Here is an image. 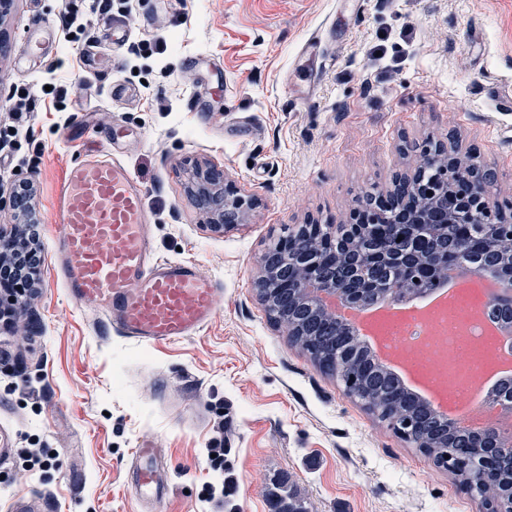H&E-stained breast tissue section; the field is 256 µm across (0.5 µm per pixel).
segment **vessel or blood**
Listing matches in <instances>:
<instances>
[{
	"mask_svg": "<svg viewBox=\"0 0 512 512\" xmlns=\"http://www.w3.org/2000/svg\"><path fill=\"white\" fill-rule=\"evenodd\" d=\"M52 35L47 26L29 29L27 55L42 54ZM145 197L132 172L107 151L71 166L52 202L55 221L66 227L53 268L74 301L121 336L155 348L203 330L224 288L192 260L153 259ZM133 455L136 495L161 499L168 474L158 449L137 448Z\"/></svg>",
	"mask_w": 512,
	"mask_h": 512,
	"instance_id": "1",
	"label": "vessel or blood"
}]
</instances>
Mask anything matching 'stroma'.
Segmentation results:
<instances>
[{
    "label": "stroma",
    "mask_w": 512,
    "mask_h": 512,
    "mask_svg": "<svg viewBox=\"0 0 512 512\" xmlns=\"http://www.w3.org/2000/svg\"><path fill=\"white\" fill-rule=\"evenodd\" d=\"M89 0H9L0 10V185L27 181L44 260L17 327L0 323V512H144L134 448L161 449L172 481L157 512H270L275 489L309 512H483L448 470L346 395L260 303L268 245L302 224H349L365 193L412 177L427 145L490 170V202L512 203V0H112L131 27L58 37L21 60L24 27L90 18ZM318 51L304 53L309 41ZM36 86L29 132L9 129L8 95ZM118 159L147 188L154 256L189 258L224 294L201 333L146 348L96 324L55 282L65 233L52 199L112 124ZM209 162L248 203L208 227L187 186ZM224 444L229 505L205 450ZM49 448L55 468L27 451Z\"/></svg>",
    "instance_id": "1"
}]
</instances>
